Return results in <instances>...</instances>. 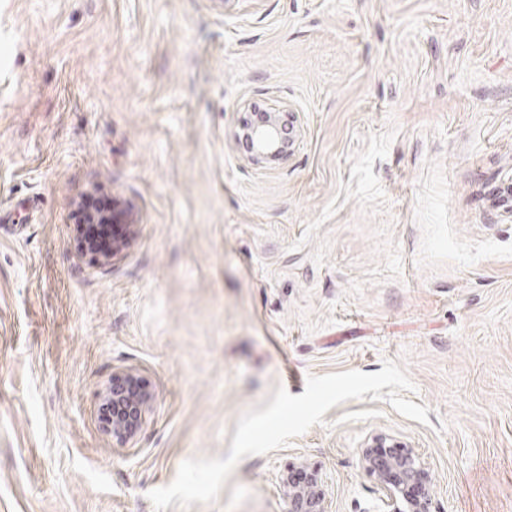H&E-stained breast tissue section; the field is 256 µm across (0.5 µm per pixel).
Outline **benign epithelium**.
Wrapping results in <instances>:
<instances>
[{"label": "benign epithelium", "instance_id": "1", "mask_svg": "<svg viewBox=\"0 0 512 512\" xmlns=\"http://www.w3.org/2000/svg\"><path fill=\"white\" fill-rule=\"evenodd\" d=\"M286 114V108L267 112L260 122L241 127L243 134L236 135V138L242 137L247 142L248 159L263 163L285 154L282 117ZM132 240L133 225L121 224L112 237L97 238L86 245V250L94 264L104 266L112 263L130 246ZM131 386L137 389V393L129 397V402L137 408V422L140 423L152 398L150 387L141 377L131 372L113 374L110 382L100 391L99 402L103 404L122 396ZM101 427L120 444L132 439L137 430V427L117 417L101 421ZM359 458L383 493L384 512H436L430 494L432 471L410 445L390 434L374 433L361 446ZM300 470L308 476L307 482L301 486L292 484V469H287L282 476L288 512H329L320 472L303 466Z\"/></svg>", "mask_w": 512, "mask_h": 512}]
</instances>
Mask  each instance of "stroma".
Returning <instances> with one entry per match:
<instances>
[{"instance_id":"stroma-1","label":"stroma","mask_w":512,"mask_h":512,"mask_svg":"<svg viewBox=\"0 0 512 512\" xmlns=\"http://www.w3.org/2000/svg\"><path fill=\"white\" fill-rule=\"evenodd\" d=\"M258 105L296 131L274 164L235 138ZM508 190L512 0H0V512H155L277 388L387 360L428 424L347 400L165 512H287L291 464L375 512L377 432L437 512H512ZM95 192L134 226L105 267L71 220ZM125 370L153 398L120 444ZM133 386L137 389L136 395L129 397V402L137 408L138 419L135 426L129 425L125 420L112 417L111 420H101L103 431L112 436V439L120 444H124L132 439L136 433L138 425L142 422L146 409H148L152 393L147 383L140 377L131 372H117L112 375V379L99 393L100 407L103 403L117 396L124 395V392Z\"/></svg>"}]
</instances>
